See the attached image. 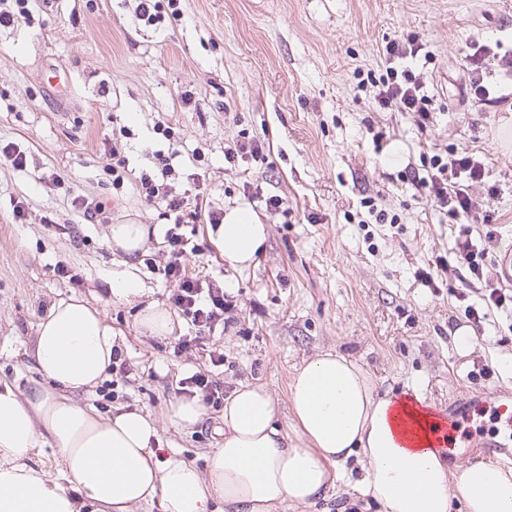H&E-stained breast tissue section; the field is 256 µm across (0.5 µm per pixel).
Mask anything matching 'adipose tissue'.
I'll use <instances>...</instances> for the list:
<instances>
[{
    "instance_id": "1",
    "label": "adipose tissue",
    "mask_w": 512,
    "mask_h": 512,
    "mask_svg": "<svg viewBox=\"0 0 512 512\" xmlns=\"http://www.w3.org/2000/svg\"><path fill=\"white\" fill-rule=\"evenodd\" d=\"M267 227L249 207L224 210L213 240L225 262L249 266ZM112 327L81 297L53 303L35 328L30 356L41 376L27 396L0 388V512H279L346 489L356 512H512V468L482 461L449 471L444 425L416 391L379 392L341 353L295 368L290 416L260 385L224 399V443L207 471L161 448L154 420L117 408L103 416L78 403L112 367ZM55 442L60 479L27 458ZM361 478L343 482L347 464Z\"/></svg>"
}]
</instances>
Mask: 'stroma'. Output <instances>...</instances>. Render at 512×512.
<instances>
[{
	"instance_id": "35a3bbf8",
	"label": "stroma",
	"mask_w": 512,
	"mask_h": 512,
	"mask_svg": "<svg viewBox=\"0 0 512 512\" xmlns=\"http://www.w3.org/2000/svg\"><path fill=\"white\" fill-rule=\"evenodd\" d=\"M137 4L29 0L30 23L0 27V147L27 156L22 169L0 159V345L10 347L0 387L32 388L35 326L74 295L103 310L129 365L80 403L104 415L138 410L156 421L162 447L196 465L223 442L222 412L208 409L190 431L172 425L166 409L181 378L202 370L228 391L261 385L285 412L295 367L333 349L362 363L380 390L418 389L453 416L477 393L448 462L482 459L493 444L499 466L512 468V428L494 415L498 391H512V373L500 367L512 359V319L491 312L477 346L458 352L454 333L481 302L465 293L464 273L438 266L453 245L448 218L397 177L421 168L433 145L485 153L488 177L474 193L499 214L502 239L486 264L501 287L498 263L512 251V109L475 99L461 48L512 51V0H179L178 17L158 25L141 20ZM409 35L431 53L416 66L436 106L423 127L410 112L373 111L358 85V70L381 69L387 41ZM369 123L390 134L383 153L365 133ZM243 137L259 155L227 163L225 150ZM114 150L129 168L118 185L108 166ZM161 154L177 192L192 191L191 173L204 174L210 212L246 205L268 227L244 269L220 256L215 225L196 227L189 274L236 304L233 324L213 338L224 352L219 367L196 353L170 356L172 338L192 332L183 315L168 337L138 324L142 305L168 304L173 288L160 272L171 217L139 185L141 174L159 176ZM75 193L103 202L106 220L85 221ZM273 195L286 210L266 208ZM364 197L399 223H369ZM127 221L155 230L131 265L106 243L111 225ZM425 268L432 281L421 278ZM125 275L144 288L139 302L113 300L112 281Z\"/></svg>"
}]
</instances>
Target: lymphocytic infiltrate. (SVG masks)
I'll use <instances>...</instances> for the list:
<instances>
[{"label":"lymphocytic infiltrate","mask_w":512,"mask_h":512,"mask_svg":"<svg viewBox=\"0 0 512 512\" xmlns=\"http://www.w3.org/2000/svg\"><path fill=\"white\" fill-rule=\"evenodd\" d=\"M424 45L417 37L393 39L383 50V71H367L359 81L360 87L371 88L375 108L380 112H412L421 122H429L433 99L426 89L422 74L410 65ZM428 172L419 175L413 171L401 172V179L429 198L436 210L457 224L458 233L452 249L455 268L469 272L465 282L467 290H481V298L489 309L504 308L508 299L505 289L487 287L484 259L496 246V221L492 211L483 209L473 193L482 184L487 173L481 155L473 151L438 152L428 160ZM141 191L147 201L161 204L175 216V222L164 234L169 257L163 267L167 280L174 282L171 304L190 320L196 333L180 337L172 347L173 357H181L198 344L200 337L212 334L217 328L226 327L225 314L232 307V300L223 289L203 286L199 278L187 272L186 260L193 249L182 228L187 223H197L208 205L204 190H197L188 197L173 193L167 184L156 183L147 173L140 176Z\"/></svg>","instance_id":"obj_1"}]
</instances>
